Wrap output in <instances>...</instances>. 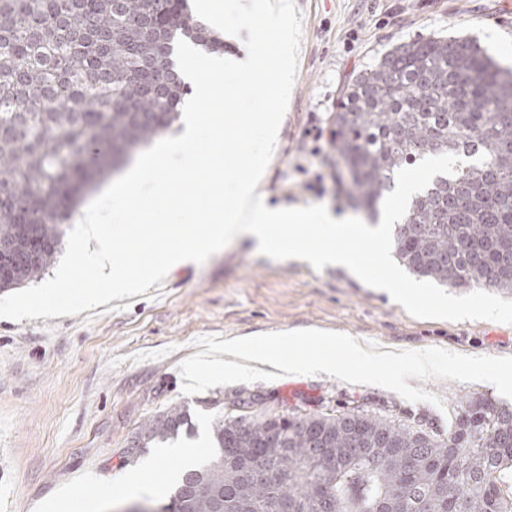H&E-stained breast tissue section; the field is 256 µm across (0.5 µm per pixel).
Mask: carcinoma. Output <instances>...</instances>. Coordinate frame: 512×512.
Segmentation results:
<instances>
[{"mask_svg": "<svg viewBox=\"0 0 512 512\" xmlns=\"http://www.w3.org/2000/svg\"><path fill=\"white\" fill-rule=\"evenodd\" d=\"M177 38L224 50L187 0H0V246L13 260L0 291L39 277L68 207L177 119ZM334 148L355 208L372 214L400 169L474 160L411 198L394 251L419 277L512 294L511 70L468 39L401 43L344 90ZM256 404L217 419L210 461L181 473L166 512H512V407L494 398L461 400L446 435L359 410L249 415ZM188 426L177 405L148 419L126 461Z\"/></svg>", "mask_w": 512, "mask_h": 512, "instance_id": "cac0c4a2", "label": "carcinoma"}]
</instances>
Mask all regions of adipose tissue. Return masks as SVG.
<instances>
[{
  "instance_id": "ef3b65f1",
  "label": "adipose tissue",
  "mask_w": 512,
  "mask_h": 512,
  "mask_svg": "<svg viewBox=\"0 0 512 512\" xmlns=\"http://www.w3.org/2000/svg\"><path fill=\"white\" fill-rule=\"evenodd\" d=\"M298 342V337L293 333H279L273 336H265L251 342L232 340L224 345L226 356L248 361L255 364L269 365L282 371H294L300 365H307L313 369H328V362L322 357H314L306 363H299L290 356L289 351Z\"/></svg>"
}]
</instances>
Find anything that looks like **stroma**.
<instances>
[{"label": "stroma", "instance_id": "stroma-1", "mask_svg": "<svg viewBox=\"0 0 512 512\" xmlns=\"http://www.w3.org/2000/svg\"><path fill=\"white\" fill-rule=\"evenodd\" d=\"M303 16L299 70L267 172L270 204H323L352 214L332 142L344 88L397 44L468 37L512 66V0H296ZM305 330L293 352L319 354L315 335L426 356L370 368L333 351L334 373L221 370L233 337ZM274 415L365 410L444 432L460 398L512 404V325L410 316L387 292L347 270H315L235 241L203 264L178 267L146 293L75 316L0 318V512H117L152 491L113 494L142 422L187 408L194 435L171 440L198 460L211 452L217 410L240 395Z\"/></svg>", "mask_w": 512, "mask_h": 512}]
</instances>
